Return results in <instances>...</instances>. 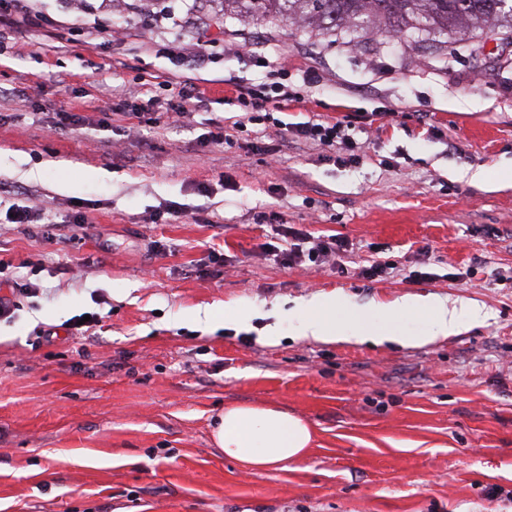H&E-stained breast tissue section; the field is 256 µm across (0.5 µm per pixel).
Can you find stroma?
<instances>
[{"label":"stroma","mask_w":512,"mask_h":512,"mask_svg":"<svg viewBox=\"0 0 512 512\" xmlns=\"http://www.w3.org/2000/svg\"><path fill=\"white\" fill-rule=\"evenodd\" d=\"M30 6L42 27L0 38V212L39 214L0 234L38 286L0 320V512H481L512 491V33L490 21L434 53L224 19L214 0ZM229 77L297 92L266 105L283 122L354 121L359 162L248 122ZM184 86L200 97L179 122L147 103ZM122 93L146 110L132 134ZM235 120L232 144L205 143ZM477 167L488 182L460 178ZM281 224L347 250L284 267L266 249ZM334 295L345 323L406 295L483 316L423 346L306 336L296 307ZM234 404L302 416L312 448L267 471L225 458L211 424Z\"/></svg>","instance_id":"stroma-1"}]
</instances>
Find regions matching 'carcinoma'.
<instances>
[{
    "instance_id": "carcinoma-1",
    "label": "carcinoma",
    "mask_w": 512,
    "mask_h": 512,
    "mask_svg": "<svg viewBox=\"0 0 512 512\" xmlns=\"http://www.w3.org/2000/svg\"><path fill=\"white\" fill-rule=\"evenodd\" d=\"M224 15L328 32L359 19L365 35L373 17L383 21L386 37L416 34L426 41L469 22L500 17L512 29V0H224Z\"/></svg>"
}]
</instances>
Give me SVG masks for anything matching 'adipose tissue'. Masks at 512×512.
Masks as SVG:
<instances>
[{
	"instance_id": "obj_1",
	"label": "adipose tissue",
	"mask_w": 512,
	"mask_h": 512,
	"mask_svg": "<svg viewBox=\"0 0 512 512\" xmlns=\"http://www.w3.org/2000/svg\"><path fill=\"white\" fill-rule=\"evenodd\" d=\"M341 304L336 298L311 302L299 307L308 335L333 343L342 340L341 324L336 318ZM416 313L430 319L435 333L448 334L467 321L478 320L480 309L467 304H451L432 295L405 296L401 302L384 306L378 320L356 321L352 340L380 344L396 341L402 345L428 344L425 336H395L393 320L402 314ZM212 439L229 459L263 471L305 455L313 441V431L300 416L265 405H229L212 423Z\"/></svg>"
}]
</instances>
